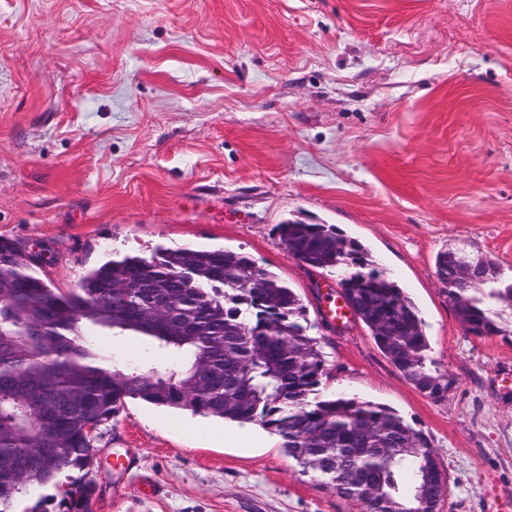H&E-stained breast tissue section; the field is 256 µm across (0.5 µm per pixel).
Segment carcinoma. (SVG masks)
Masks as SVG:
<instances>
[{"instance_id":"obj_1","label":"carcinoma","mask_w":512,"mask_h":512,"mask_svg":"<svg viewBox=\"0 0 512 512\" xmlns=\"http://www.w3.org/2000/svg\"><path fill=\"white\" fill-rule=\"evenodd\" d=\"M291 255L336 271L378 348L435 401L448 383L427 365L417 308L368 252L324 224L276 226ZM436 257L468 334H512V281L485 259L459 271ZM31 252L0 239V512L24 488L52 484L94 456L89 430L127 398L190 410L278 435L303 473L344 499L376 492L380 512H435L448 489L433 447L394 409L324 393L331 369L298 295L251 257L224 249H159L110 259L62 293L34 271ZM38 327L41 336H31ZM136 334L171 356L164 372L119 367L86 331ZM93 484L69 491L68 512H91Z\"/></svg>"}]
</instances>
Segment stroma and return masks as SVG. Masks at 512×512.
Returning <instances> with one entry per match:
<instances>
[{
    "instance_id": "35a3bbf8",
    "label": "stroma",
    "mask_w": 512,
    "mask_h": 512,
    "mask_svg": "<svg viewBox=\"0 0 512 512\" xmlns=\"http://www.w3.org/2000/svg\"><path fill=\"white\" fill-rule=\"evenodd\" d=\"M326 224L360 241L416 305L441 401L360 321L324 320L334 273L275 234ZM42 249L69 291L110 254L224 248L275 272L307 310L326 390L395 409L426 434L439 512L512 499V335L465 333L438 252L512 276V0H0V239ZM113 362L162 368L134 335ZM199 414L126 399L100 463L18 494L13 512H363L276 435L200 433ZM134 459L113 474L112 459ZM73 486L68 493L70 495L68 512H91L92 500L96 496L92 482L73 483Z\"/></svg>"
}]
</instances>
